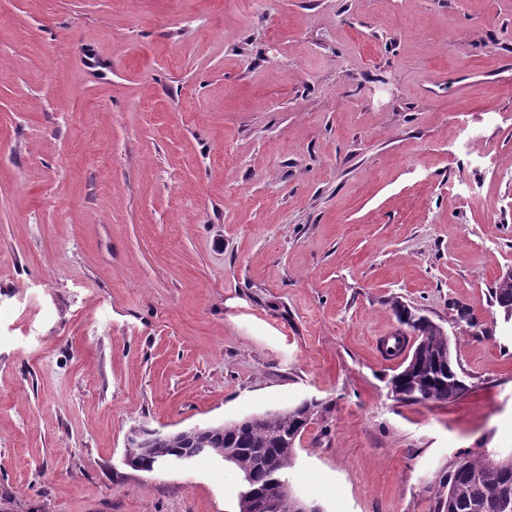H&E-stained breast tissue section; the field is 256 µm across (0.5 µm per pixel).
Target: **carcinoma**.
Returning <instances> with one entry per match:
<instances>
[{"instance_id": "1", "label": "carcinoma", "mask_w": 512, "mask_h": 512, "mask_svg": "<svg viewBox=\"0 0 512 512\" xmlns=\"http://www.w3.org/2000/svg\"><path fill=\"white\" fill-rule=\"evenodd\" d=\"M501 311L512 312V277H501L492 290ZM401 322L416 332L415 364L393 375L389 391L399 401L448 403L465 394L467 384L450 352V339L429 318L416 319L409 308L393 304ZM321 402L269 411L234 426H216L207 434L192 431L153 436L141 429L147 445L145 464L158 466L185 448H222L231 464L251 476L250 489L262 498L290 496L288 473L297 444L314 417L327 411ZM434 512H512V457L467 458L440 480Z\"/></svg>"}]
</instances>
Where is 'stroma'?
<instances>
[{
	"label": "stroma",
	"mask_w": 512,
	"mask_h": 512,
	"mask_svg": "<svg viewBox=\"0 0 512 512\" xmlns=\"http://www.w3.org/2000/svg\"><path fill=\"white\" fill-rule=\"evenodd\" d=\"M508 269L512 0H0V512H239L128 433L312 397L298 495L433 512L512 455ZM397 300L463 397L389 392ZM510 275L511 272L505 275L508 277L498 278L495 288L492 290V299L494 305H497L503 312V317L506 311L511 312L512 320V277Z\"/></svg>",
	"instance_id": "stroma-1"
}]
</instances>
